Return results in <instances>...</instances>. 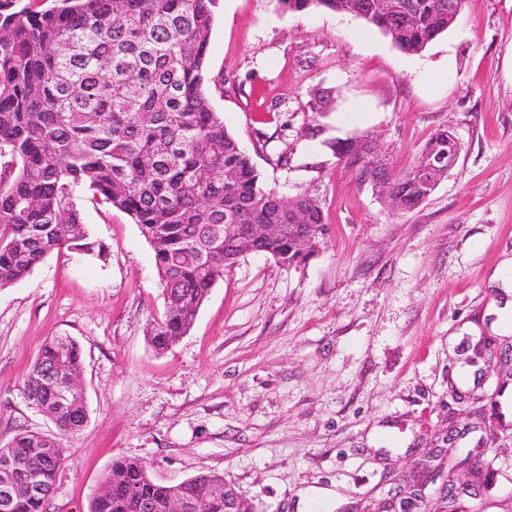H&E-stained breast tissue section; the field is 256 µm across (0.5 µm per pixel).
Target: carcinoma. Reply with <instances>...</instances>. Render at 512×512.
<instances>
[{
	"label": "carcinoma",
	"mask_w": 512,
	"mask_h": 512,
	"mask_svg": "<svg viewBox=\"0 0 512 512\" xmlns=\"http://www.w3.org/2000/svg\"><path fill=\"white\" fill-rule=\"evenodd\" d=\"M283 12L350 13L383 31L401 50L422 51L448 31L465 0H277ZM216 0H0V288L27 278L64 249L102 258L79 200L85 193L127 213L153 246L165 296L148 328L158 352L191 329L216 281L246 253L287 266L305 262L323 235V212L309 192L284 198L262 188L252 159L224 127L205 90L206 53ZM360 138L330 144L336 158L371 180L392 215L426 201L443 175L430 162L461 153L446 129L430 136L414 164L400 171L371 156ZM226 224H270L243 247ZM70 336L47 340L24 381V395L74 436L87 423L81 395L59 405L45 379L83 374ZM57 438L32 431L0 446L36 468L43 493L18 496L12 512H46L62 463ZM186 488L199 512H224V476L204 474ZM107 489L87 512H168L180 489L154 482L146 465L120 458L103 475Z\"/></svg>",
	"instance_id": "carcinoma-1"
}]
</instances>
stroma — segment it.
Wrapping results in <instances>:
<instances>
[{
    "label": "stroma",
    "instance_id": "stroma-1",
    "mask_svg": "<svg viewBox=\"0 0 512 512\" xmlns=\"http://www.w3.org/2000/svg\"><path fill=\"white\" fill-rule=\"evenodd\" d=\"M205 87L265 189L320 199L325 235L298 266L240 257L159 353L154 250L126 213L84 196L106 256L54 252L0 289V444L57 432L22 393L46 340L83 353L88 422L60 441L48 512H86L118 458L168 485L223 475L254 512H299L310 488L336 492L323 512H382L393 479L466 423L494 483L460 512H512V412L491 414L493 373L461 379L479 341L512 349V331L491 327L489 285L512 259V0H466L417 54L346 13L217 0ZM354 100L370 111L347 112ZM439 128L461 141L458 163L398 216L328 147L366 135L405 169Z\"/></svg>",
    "mask_w": 512,
    "mask_h": 512
}]
</instances>
